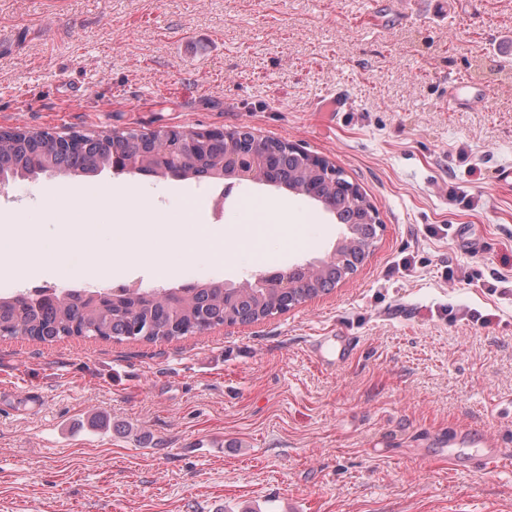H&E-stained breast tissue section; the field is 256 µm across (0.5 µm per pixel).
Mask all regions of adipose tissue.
Returning a JSON list of instances; mask_svg holds the SVG:
<instances>
[{
    "label": "adipose tissue",
    "mask_w": 512,
    "mask_h": 512,
    "mask_svg": "<svg viewBox=\"0 0 512 512\" xmlns=\"http://www.w3.org/2000/svg\"><path fill=\"white\" fill-rule=\"evenodd\" d=\"M66 205L76 207L86 216L84 224L78 225L74 238L60 240L55 245L59 255H68L75 242H82L85 247H93L102 235L111 233L108 224L97 223L100 213L126 215L136 211L143 220L142 227L148 232L161 235L167 240L163 251L144 249L130 254L123 251L113 252L99 262L91 264L84 272L85 278L95 280L102 276L122 277L133 264H143L154 268L167 269L169 251L179 252L184 257H191L199 250L207 249L213 254H220L223 245L222 227L204 226L194 232H184L178 224L153 223V206L141 198L136 189L131 187H114L111 194L102 196L89 188L82 187L66 193ZM42 245L34 228L14 223L8 214L0 212V274L17 283L27 281L38 270Z\"/></svg>",
    "instance_id": "adipose-tissue-1"
}]
</instances>
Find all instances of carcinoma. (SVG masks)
Segmentation results:
<instances>
[{
  "instance_id": "cac0c4a2",
  "label": "carcinoma",
  "mask_w": 512,
  "mask_h": 512,
  "mask_svg": "<svg viewBox=\"0 0 512 512\" xmlns=\"http://www.w3.org/2000/svg\"><path fill=\"white\" fill-rule=\"evenodd\" d=\"M256 154L261 167L255 176L290 194L325 205L336 223L349 227L336 255L312 277L300 266L288 270L297 288H247L220 281L202 283L178 295L168 289L164 298H150L140 289L119 288L110 299L96 301L99 288L72 289L66 296L53 288L33 295L0 296V336L22 337L52 343L85 334L103 340L133 339L145 342L173 340L224 325L228 316L264 318L322 294L356 272L370 254L379 228L375 207L344 171L329 173L310 161L309 153L288 147L279 139L254 141L252 134L234 131L227 139L163 140L154 133L133 130L80 136L69 143L48 132L17 131L0 135V179L38 175L49 171L74 176L121 170L127 159H140V174L170 175L219 181L233 164L249 165Z\"/></svg>"
}]
</instances>
